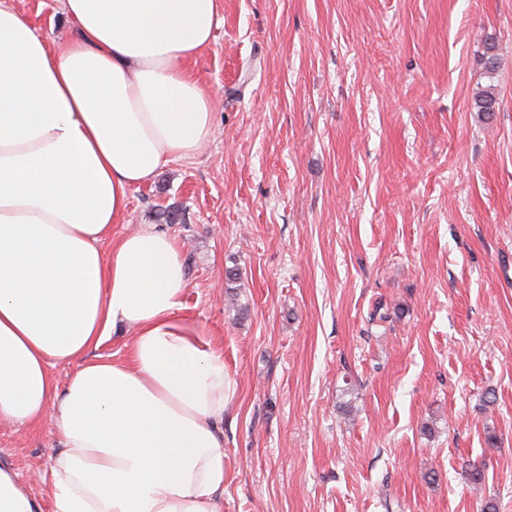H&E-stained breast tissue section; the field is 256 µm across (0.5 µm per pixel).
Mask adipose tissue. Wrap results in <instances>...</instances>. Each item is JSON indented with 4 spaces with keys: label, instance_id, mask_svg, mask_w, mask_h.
I'll return each mask as SVG.
<instances>
[{
    "label": "adipose tissue",
    "instance_id": "ef3b65f1",
    "mask_svg": "<svg viewBox=\"0 0 512 512\" xmlns=\"http://www.w3.org/2000/svg\"><path fill=\"white\" fill-rule=\"evenodd\" d=\"M220 2L62 0L76 36L51 44L0 0V422L51 421L60 443L42 497L0 466V512H218L234 390L179 314L180 245L153 228L100 244L130 189L211 132L190 65ZM120 325L128 357H90Z\"/></svg>",
    "mask_w": 512,
    "mask_h": 512
}]
</instances>
